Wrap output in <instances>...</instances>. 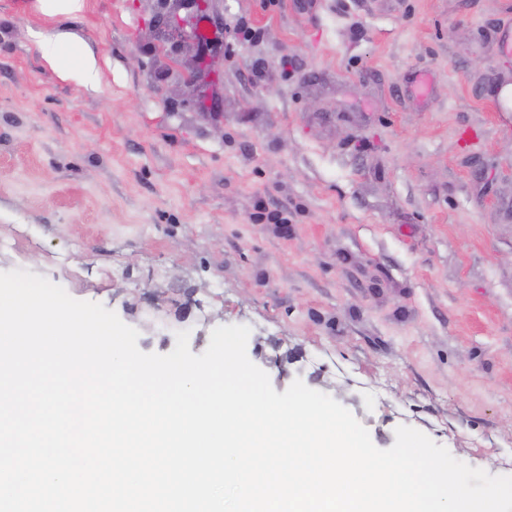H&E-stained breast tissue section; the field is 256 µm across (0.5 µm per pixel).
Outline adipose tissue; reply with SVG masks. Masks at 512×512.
<instances>
[{"label": "adipose tissue", "instance_id": "obj_1", "mask_svg": "<svg viewBox=\"0 0 512 512\" xmlns=\"http://www.w3.org/2000/svg\"><path fill=\"white\" fill-rule=\"evenodd\" d=\"M38 48L46 64L63 78H76L86 85H97L101 68L97 58L67 41L63 33L48 30L40 35Z\"/></svg>", "mask_w": 512, "mask_h": 512}]
</instances>
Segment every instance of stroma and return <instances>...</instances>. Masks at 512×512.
<instances>
[{
    "mask_svg": "<svg viewBox=\"0 0 512 512\" xmlns=\"http://www.w3.org/2000/svg\"><path fill=\"white\" fill-rule=\"evenodd\" d=\"M86 4L0 0V272L104 305L146 353L248 326L276 392L512 476V0H212L203 107L154 0ZM47 28L99 85L44 62ZM38 48L46 64L67 79L75 77L85 85L95 86L100 81L101 68L97 58L79 46L67 41L63 33L47 30L40 35ZM71 60L74 66L64 67L62 62Z\"/></svg>",
    "mask_w": 512,
    "mask_h": 512,
    "instance_id": "35a3bbf8",
    "label": "stroma"
}]
</instances>
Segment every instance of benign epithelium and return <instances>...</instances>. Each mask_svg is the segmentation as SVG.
Here are the masks:
<instances>
[{"mask_svg":"<svg viewBox=\"0 0 512 512\" xmlns=\"http://www.w3.org/2000/svg\"><path fill=\"white\" fill-rule=\"evenodd\" d=\"M211 0H164L167 8L154 16L153 27L170 32L169 39L179 51H191L195 63L189 82L200 92L199 100H207L201 93V88L208 84V61L217 57L223 47V42L216 38L199 41L195 35L196 22L208 10Z\"/></svg>","mask_w":512,"mask_h":512,"instance_id":"7a95c632","label":"benign epithelium"}]
</instances>
